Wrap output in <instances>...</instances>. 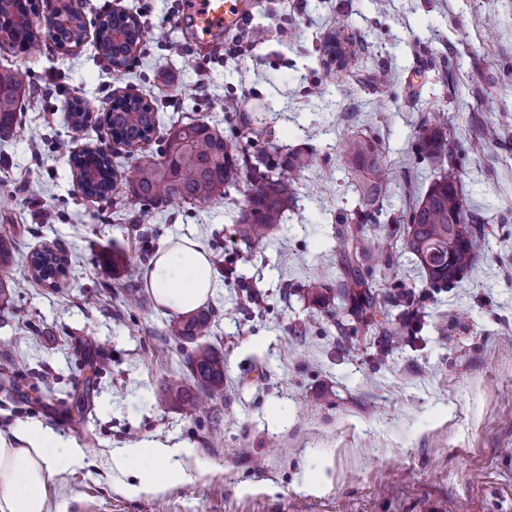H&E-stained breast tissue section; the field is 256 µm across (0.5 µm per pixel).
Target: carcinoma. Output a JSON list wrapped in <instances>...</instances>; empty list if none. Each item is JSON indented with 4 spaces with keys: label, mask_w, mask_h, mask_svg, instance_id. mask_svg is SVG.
Here are the masks:
<instances>
[{
    "label": "carcinoma",
    "mask_w": 512,
    "mask_h": 512,
    "mask_svg": "<svg viewBox=\"0 0 512 512\" xmlns=\"http://www.w3.org/2000/svg\"><path fill=\"white\" fill-rule=\"evenodd\" d=\"M63 9L73 27H61L51 39L59 48L77 46L84 40L86 28L81 14L69 4ZM38 14L36 0H0V44L25 52L37 35L33 17ZM130 29L128 43H112V27ZM143 37L138 19L125 12H112L100 21L96 40L101 54L113 66L127 64ZM25 93L22 82L11 75L0 74V139L16 133L15 112ZM68 117L73 128L90 121V111L79 103L71 104ZM105 125L111 138L127 146L147 143L156 132L158 113L142 97L125 94L112 97L106 110ZM419 157L435 171L437 178L406 219L405 247L414 254L426 273V286L436 288L456 282L475 265L477 243L485 235V225L477 223L459 189L460 174L454 167L453 149L447 135L439 128L425 127L417 140ZM345 153L352 167L365 174L359 181L360 208L358 224L344 238L347 250L346 277L338 285L339 296L354 302L357 318L376 314L381 306L359 274V264L371 250V240L364 226L378 223L373 206L386 181V168L375 140L366 135H352ZM73 175L87 197L106 199L114 189L115 170L108 155L87 146L70 157ZM305 167L297 154L276 164L265 161V155L254 158L231 150L224 136L204 120L181 124L164 140L159 157L148 158L134 166L126 177L131 197L145 204L170 202L212 203L230 196L243 181L249 182L248 201L237 213L234 223L239 235L254 242L261 241L277 225L283 223L288 204L295 191V181L283 170L295 172ZM15 238L0 234V271L9 267ZM34 279L58 289V279L66 276L68 257L42 247L31 253ZM215 314L208 308L177 314L169 320L167 331L185 344L187 378L165 383L159 392L186 414L196 410L201 396L214 395L223 389L224 357L201 339L211 334Z\"/></svg>",
    "instance_id": "carcinoma-1"
}]
</instances>
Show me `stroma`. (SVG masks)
Listing matches in <instances>:
<instances>
[{"label":"stroma","mask_w":512,"mask_h":512,"mask_svg":"<svg viewBox=\"0 0 512 512\" xmlns=\"http://www.w3.org/2000/svg\"><path fill=\"white\" fill-rule=\"evenodd\" d=\"M175 0H81L86 37L61 52L40 35L25 53L0 49V73L24 85L19 135L0 141V227L12 226L19 282L0 305V364L23 379L0 386V431L35 421L81 450L54 456L49 512H512V0H257L220 46L198 44ZM138 14L141 50L113 68L95 31L111 11ZM352 51L342 77L324 42ZM383 70L386 85L371 83ZM150 101L153 138L113 143L95 122L72 130L70 100L101 115L113 94ZM262 124L236 132L224 104ZM202 119L234 150L309 157L282 224L262 241L240 238L244 190L207 205L137 210L125 186L83 198L69 156L106 150L118 174L159 155L174 123ZM438 122L455 150L467 203L486 226L461 281L425 287L404 245V222L436 178L416 151ZM496 141L483 139L486 124ZM376 140L387 168L378 223L390 249L362 275L390 307L393 335L349 315L336 295L345 272L342 219L359 206L345 156L353 134ZM187 236L208 251L216 312L207 344L224 356V389L193 416L160 402L163 381L186 375L146 271L162 239ZM64 249L61 290L38 284L34 247ZM126 257L113 262L112 248ZM321 286L324 300L308 292ZM109 362L87 388L85 362ZM87 399L75 424L55 394ZM184 448L186 477L157 492H118L115 451Z\"/></svg>","instance_id":"1"}]
</instances>
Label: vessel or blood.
<instances>
[{
	"label": "vessel or blood",
	"instance_id": "b4317fda",
	"mask_svg": "<svg viewBox=\"0 0 512 512\" xmlns=\"http://www.w3.org/2000/svg\"><path fill=\"white\" fill-rule=\"evenodd\" d=\"M186 13L196 40L206 44L249 17V0H187Z\"/></svg>",
	"mask_w": 512,
	"mask_h": 512
}]
</instances>
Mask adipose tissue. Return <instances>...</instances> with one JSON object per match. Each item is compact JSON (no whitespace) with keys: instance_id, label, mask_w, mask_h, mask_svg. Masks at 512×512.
Masks as SVG:
<instances>
[{"instance_id":"ef3b65f1","label":"adipose tissue","mask_w":512,"mask_h":512,"mask_svg":"<svg viewBox=\"0 0 512 512\" xmlns=\"http://www.w3.org/2000/svg\"><path fill=\"white\" fill-rule=\"evenodd\" d=\"M148 285L162 309L186 313L198 308L215 291L208 252L188 237L167 240L151 262ZM52 443V435L36 422L21 423L10 434H0V512H47ZM141 454V449L130 448L112 456L116 470H139V484L125 485L126 493L160 489L184 479L180 449H152L149 465L141 464Z\"/></svg>"}]
</instances>
